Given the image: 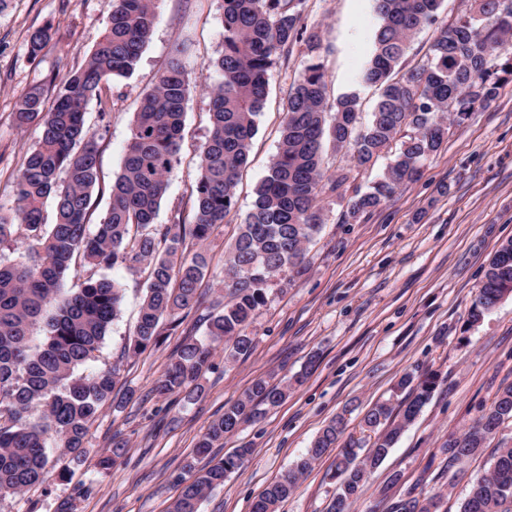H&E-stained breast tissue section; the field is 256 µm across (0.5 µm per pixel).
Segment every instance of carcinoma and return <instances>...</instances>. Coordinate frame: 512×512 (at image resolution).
Masks as SVG:
<instances>
[{
    "mask_svg": "<svg viewBox=\"0 0 512 512\" xmlns=\"http://www.w3.org/2000/svg\"><path fill=\"white\" fill-rule=\"evenodd\" d=\"M306 0H224V54L211 63L222 81L210 89V132L195 178L193 222L179 216L168 224L156 217L179 161L185 105L189 96L183 46L144 94L127 141L121 172L112 183L104 220L90 227L87 215L98 181L96 134L85 126V108L113 77L130 75L153 33L154 0H113L104 34L85 65L71 72L52 111L42 93H27L15 112L20 126L37 123V145L26 155L15 183V208L0 211V250L19 235L27 252L0 261V496L19 494L42 482L50 443L70 454V463H87L85 444L92 424L107 404L122 407L134 391L116 399L122 362L92 376L78 369L94 358L109 325L117 318L123 288L104 271L122 267L148 271L137 324L122 358H134L160 343V322L177 331L201 306L200 286L208 273L204 250L216 227L236 205V185L247 164L257 118L267 94L268 72L288 58L298 43L309 51L317 32L303 22ZM442 0H375L380 26L372 58L362 73L378 98L368 122L358 121V96L349 93L328 103L323 65L309 60L292 87L281 139L268 175L256 189L252 210L239 225L225 254L222 283L228 300L222 311L202 316L203 339L185 335L157 381L160 395L186 402L205 394L202 383L220 345L228 357L247 355L253 346L249 326L268 300L273 278L287 270L299 275L309 245L323 223V202L352 195L339 223L351 224L383 206L412 182L441 150L448 130L460 126L477 108L489 106L512 78V0H472L468 12L448 25L438 23ZM436 26L427 60L399 74L411 39ZM347 150L352 165L327 174L325 153ZM383 157L388 162L367 187L357 177ZM55 204L54 222H44L47 199ZM199 245L187 255L186 243ZM81 260L82 281L65 288L71 265ZM512 294V240L490 261L469 309L467 325L481 321ZM40 325L44 339L34 340ZM439 383L434 370L403 374L397 390L408 392L401 418L391 402L376 403L363 418L375 440L366 453L361 441H341L344 416L325 425L306 453L253 502L251 512H278L298 480L326 452L339 449L336 490L327 512H351L370 474L387 457L402 431L421 411ZM288 385L263 379L214 420L197 443L206 454L224 444L242 424L254 421L288 396ZM512 421V385L501 389L467 432L451 436L440 448L444 470L483 452L502 424ZM127 453V442H112V456L95 467L110 469ZM243 446L212 465L188 462L178 477L180 493L169 512H200L202 502L250 456ZM433 495L405 491L387 512H440ZM460 512H512V445L494 448L490 466L472 486Z\"/></svg>",
    "mask_w": 512,
    "mask_h": 512,
    "instance_id": "obj_1",
    "label": "carcinoma"
}]
</instances>
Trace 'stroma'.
<instances>
[{
  "instance_id": "1",
  "label": "stroma",
  "mask_w": 512,
  "mask_h": 512,
  "mask_svg": "<svg viewBox=\"0 0 512 512\" xmlns=\"http://www.w3.org/2000/svg\"><path fill=\"white\" fill-rule=\"evenodd\" d=\"M154 5V31L133 73L109 82L106 103L93 100L86 107L85 125L96 133L99 147V187L88 214L93 224L106 215L109 188L121 171L143 93L186 41L192 44L190 95L179 162L156 221L166 224L176 215L193 221L195 177L210 131L209 91L220 79L210 63L224 51V0H155ZM111 12L112 0H6L0 7V209L14 207L16 175L39 134L36 126L16 125L20 99L38 88L46 106H53L68 74L85 64L102 37ZM305 22L318 32L319 46L312 54L305 45L295 46L269 73L236 206L210 239L203 311L224 304V254L254 205L277 151L289 89L308 58L322 63L329 100L358 93L360 122H367L375 104L376 90L361 81L379 26L374 0H306ZM46 25L51 39L31 55L30 35ZM340 210L335 199L326 200L325 223L309 248L305 272L293 280L284 272L274 278L266 306L249 327L250 354L228 362L216 351L201 399L187 403L155 392L179 342L166 337L125 362L134 398L123 408L103 409L90 429L89 463L73 468L68 457L50 450L44 482L1 497L0 512H56L74 495L80 498L79 512H168L186 462L201 467L244 445L252 455L203 501L200 512H251L256 497L287 472L336 414L351 408L347 432L360 435L363 413L391 398L403 373L429 369L439 373L438 387L372 473L353 512H386L379 490L396 473L401 479L391 498L412 488L421 497L439 495L443 512H459L472 483L488 469L490 455L482 453L461 472L445 474L440 448L473 425L500 388L512 384V295L476 326L466 324L491 257L512 238V80L490 107L451 128L420 178L386 205L356 224L338 223ZM108 275L123 288L121 314L95 359L81 367L84 375L116 360L138 316L144 273L117 267ZM312 356L315 367L278 407L243 424L210 456L197 455L196 445L212 421L256 380L283 381ZM116 435L126 440L128 452L110 470L99 471L94 462L111 455ZM335 463L331 452L319 459L279 512H326L335 491ZM64 469L69 475L63 480Z\"/></svg>"
}]
</instances>
